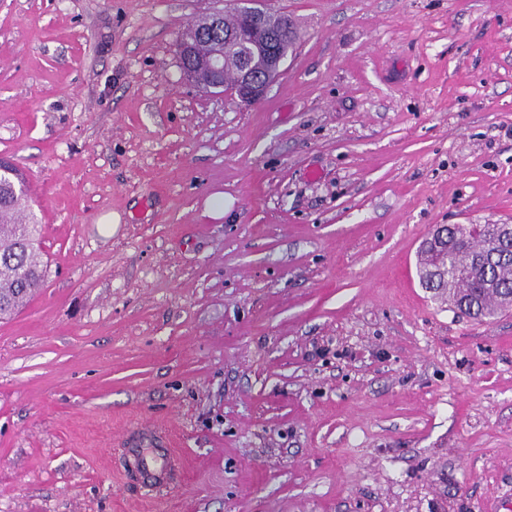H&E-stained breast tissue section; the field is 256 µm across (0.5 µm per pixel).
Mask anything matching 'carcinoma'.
Returning a JSON list of instances; mask_svg holds the SVG:
<instances>
[{"mask_svg":"<svg viewBox=\"0 0 512 512\" xmlns=\"http://www.w3.org/2000/svg\"><path fill=\"white\" fill-rule=\"evenodd\" d=\"M283 14L271 17L269 25L276 33L273 47L286 56L295 47L297 34L283 30ZM240 26V20L224 17V25L215 24L213 16H205L190 24L180 40L189 41L200 56L211 52L226 53L228 67L238 63L239 50L225 45L227 30ZM27 178L16 168L0 173V318H9L43 286L47 263L43 260L40 225L25 219L29 194ZM495 224H452L448 236L452 245L444 253L434 254L421 248L418 273L428 267L442 269L448 279L449 297L458 313L471 318L489 316L498 309L512 307V242L500 250V256L489 266L487 276L472 272L475 249L492 243Z\"/></svg>","mask_w":512,"mask_h":512,"instance_id":"carcinoma-1","label":"carcinoma"}]
</instances>
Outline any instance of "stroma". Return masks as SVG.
Listing matches in <instances>:
<instances>
[{
	"label": "stroma",
	"instance_id": "stroma-1",
	"mask_svg": "<svg viewBox=\"0 0 512 512\" xmlns=\"http://www.w3.org/2000/svg\"><path fill=\"white\" fill-rule=\"evenodd\" d=\"M225 4L0 0L48 259L0 321V512H512V309L416 273L436 225L512 224V0H266L299 41L253 105L181 75ZM143 448L132 449L131 465L136 470V479L145 489H152L158 485L166 483L174 465V458L170 456L168 448H160L165 455L164 463L159 466L151 465L142 450Z\"/></svg>",
	"mask_w": 512,
	"mask_h": 512
}]
</instances>
